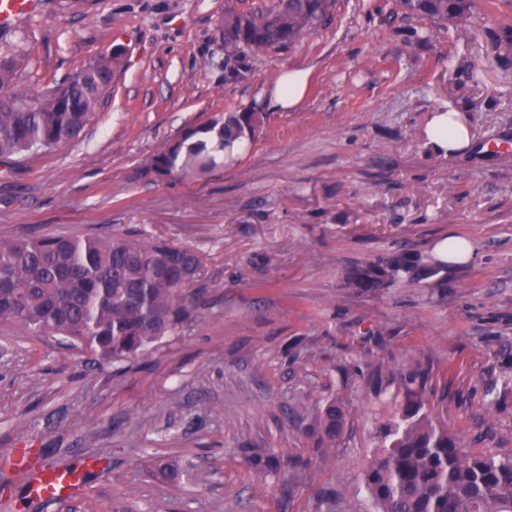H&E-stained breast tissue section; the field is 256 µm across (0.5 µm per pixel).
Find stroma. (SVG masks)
I'll use <instances>...</instances> for the list:
<instances>
[{
  "mask_svg": "<svg viewBox=\"0 0 512 512\" xmlns=\"http://www.w3.org/2000/svg\"><path fill=\"white\" fill-rule=\"evenodd\" d=\"M262 2L42 0L0 31L29 55L23 90L125 50L77 138L0 165V239L160 237L205 263L201 320L143 360L0 323V452L98 463L69 499L25 505L0 459V512H319L330 488L336 512H371L363 475L413 390L464 447L512 457V0H482L455 38L400 0H335L301 44L229 73L224 13ZM292 70L306 95L275 109L266 90ZM253 107L268 118L240 156L201 177L153 172L185 131ZM448 110L471 146L445 158L426 127ZM451 235L475 256L443 278L353 286L361 265L429 258ZM331 397L347 419L324 454L309 427ZM247 448L281 470L258 475Z\"/></svg>",
  "mask_w": 512,
  "mask_h": 512,
  "instance_id": "35a3bbf8",
  "label": "stroma"
}]
</instances>
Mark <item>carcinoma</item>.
<instances>
[{"label": "carcinoma", "mask_w": 512, "mask_h": 512, "mask_svg": "<svg viewBox=\"0 0 512 512\" xmlns=\"http://www.w3.org/2000/svg\"><path fill=\"white\" fill-rule=\"evenodd\" d=\"M331 0H270L248 13L224 15V66L241 54L287 50L324 17ZM405 12L441 26L475 8L474 0H402ZM24 54L0 53V85H12ZM112 59L101 54L67 81L38 93L14 89L0 106V161L49 152L75 139L112 84ZM261 112H226L155 154L161 174L201 177L236 141L251 144ZM442 268L391 254L359 270L356 284L389 288ZM203 256L193 247L123 235L47 236L0 240V322L56 334L100 360L124 362L149 354L162 340L200 318L193 287L203 279ZM420 394L407 400L391 439L364 473L372 512H512V457L472 453L420 413ZM345 424L336 400L321 408L316 448L336 447ZM262 475L281 469L279 458L245 449Z\"/></svg>", "instance_id": "1"}]
</instances>
